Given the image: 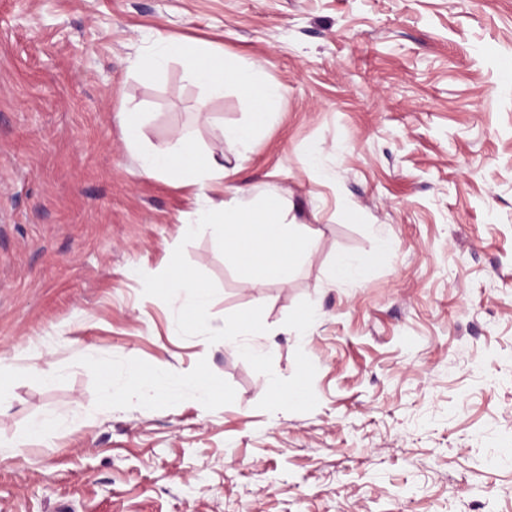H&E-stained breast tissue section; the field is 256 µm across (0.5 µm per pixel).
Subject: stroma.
I'll return each mask as SVG.
<instances>
[{
	"mask_svg": "<svg viewBox=\"0 0 512 512\" xmlns=\"http://www.w3.org/2000/svg\"><path fill=\"white\" fill-rule=\"evenodd\" d=\"M160 37L286 93L267 115L229 86L201 118L180 60L138 69ZM131 112L143 146L223 157L226 189L140 174ZM232 186L310 236L287 282L184 242ZM180 244L213 328L263 306L247 345L281 378L315 364L313 411L258 409L237 343L144 295ZM0 354V512H512V0H0ZM225 140L235 149L248 151L255 138L253 129L245 126H236L224 130Z\"/></svg>",
	"mask_w": 512,
	"mask_h": 512,
	"instance_id": "1",
	"label": "stroma"
}]
</instances>
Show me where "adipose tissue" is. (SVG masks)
Segmentation results:
<instances>
[{
  "label": "adipose tissue",
  "instance_id": "obj_1",
  "mask_svg": "<svg viewBox=\"0 0 512 512\" xmlns=\"http://www.w3.org/2000/svg\"><path fill=\"white\" fill-rule=\"evenodd\" d=\"M183 60L195 80L203 85L208 97L223 96L227 85H236L244 110L262 105L264 111H274L284 95L281 85L259 80L253 69L226 64L223 58L206 57L201 51L179 43L159 40L158 50L142 59L147 70L161 68L168 60ZM140 170L151 177H167L199 187L223 185L228 172L221 159L207 153L195 152L186 135L175 132L172 146L164 151H144L139 155Z\"/></svg>",
  "mask_w": 512,
  "mask_h": 512
}]
</instances>
